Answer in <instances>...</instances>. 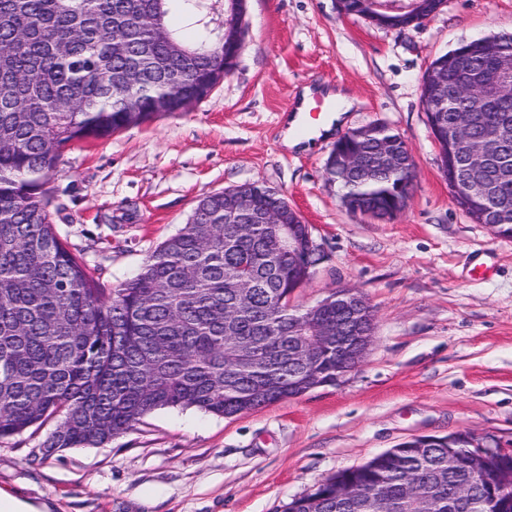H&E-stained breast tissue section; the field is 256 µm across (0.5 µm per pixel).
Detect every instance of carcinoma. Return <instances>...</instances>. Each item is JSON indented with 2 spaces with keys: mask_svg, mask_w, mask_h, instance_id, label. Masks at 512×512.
Here are the masks:
<instances>
[{
  "mask_svg": "<svg viewBox=\"0 0 512 512\" xmlns=\"http://www.w3.org/2000/svg\"><path fill=\"white\" fill-rule=\"evenodd\" d=\"M0 0V440L56 427L42 448L100 447L144 415L195 408L232 417L294 397L308 379L326 382L336 354L312 356L303 340L336 337L359 313L346 291L307 309L274 305L305 285L309 227L283 196L254 185L249 209L204 197L190 223L148 256L132 280L107 288L68 249L53 224L51 178L62 150L171 114L207 93L224 68L219 26L236 0ZM507 55L476 54L444 68L454 88L478 73L512 85V34L494 36ZM470 106L449 96L427 114L433 136ZM476 127L509 128L497 156L475 172L479 197L457 206L499 218L512 237V107L477 113ZM345 151L406 158L383 124ZM411 164L355 172L340 184L353 210L396 215L413 186ZM294 223L290 253L271 210ZM319 483L284 512H454L448 491L470 485L448 449L391 448Z\"/></svg>",
  "mask_w": 512,
  "mask_h": 512,
  "instance_id": "obj_1",
  "label": "carcinoma"
}]
</instances>
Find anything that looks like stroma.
I'll return each instance as SVG.
<instances>
[{"label":"stroma","mask_w":512,"mask_h":512,"mask_svg":"<svg viewBox=\"0 0 512 512\" xmlns=\"http://www.w3.org/2000/svg\"><path fill=\"white\" fill-rule=\"evenodd\" d=\"M512 33V0H445L393 29L338 0H246L233 73L185 111L67 146L55 228L107 287L133 279L197 202L244 183L282 191L325 253L293 305L339 288L375 310L364 361L334 386L233 417L163 408L100 447L38 456L43 432L0 443V490L51 512H281L330 476L420 435L512 442V238L454 202L421 100L440 54ZM341 91L346 121L283 146L305 88ZM380 123L416 160L406 207L351 212L325 163Z\"/></svg>","instance_id":"35a3bbf8"}]
</instances>
